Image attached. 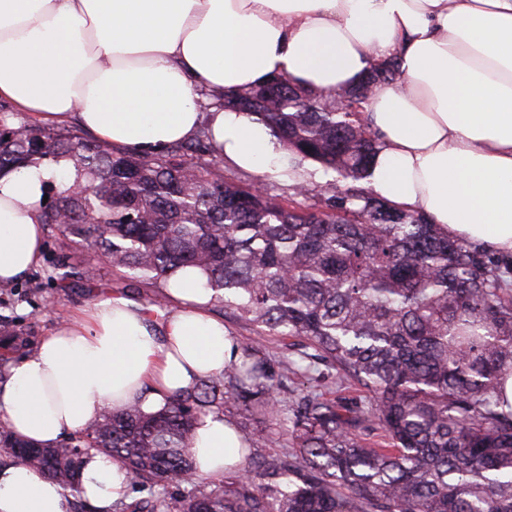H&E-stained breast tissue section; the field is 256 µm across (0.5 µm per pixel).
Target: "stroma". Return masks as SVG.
<instances>
[{
  "instance_id": "35a3bbf8",
  "label": "stroma",
  "mask_w": 512,
  "mask_h": 512,
  "mask_svg": "<svg viewBox=\"0 0 512 512\" xmlns=\"http://www.w3.org/2000/svg\"><path fill=\"white\" fill-rule=\"evenodd\" d=\"M60 261L76 267L70 286L59 289L50 284L46 274ZM127 296L150 304L158 295L156 286L126 279L98 259L92 247L74 245L53 229H46L40 260L28 276L12 285L13 305L7 314L17 325L26 329L30 348H37L41 339L61 327L65 316L86 306L93 298L107 294ZM226 418L235 426L251 431L256 446L272 450L288 447L290 438L285 428L270 425L258 413L238 405L227 406Z\"/></svg>"
}]
</instances>
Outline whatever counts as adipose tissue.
Masks as SVG:
<instances>
[{"instance_id": "obj_1", "label": "adipose tissue", "mask_w": 512, "mask_h": 512, "mask_svg": "<svg viewBox=\"0 0 512 512\" xmlns=\"http://www.w3.org/2000/svg\"><path fill=\"white\" fill-rule=\"evenodd\" d=\"M393 57L404 88L378 85L365 121L380 139L367 178L380 198L426 214L449 235L512 255V0H0V98L44 121H76L142 155L207 128L238 169L302 184L270 129L238 110L201 111L199 91L284 76L329 96ZM69 164L0 173V283L27 277L43 249L36 211ZM200 270L166 294L178 308L107 295L69 317L0 379V420L42 445L77 434L101 408H163L223 371L239 351L207 305ZM241 441L223 414L196 429L200 472L238 469ZM120 464L98 454L81 489L99 512L125 496ZM64 490L20 462L0 467V512H66Z\"/></svg>"}]
</instances>
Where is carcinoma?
<instances>
[{
    "instance_id": "1",
    "label": "carcinoma",
    "mask_w": 512,
    "mask_h": 512,
    "mask_svg": "<svg viewBox=\"0 0 512 512\" xmlns=\"http://www.w3.org/2000/svg\"><path fill=\"white\" fill-rule=\"evenodd\" d=\"M402 79L383 60L336 91L340 110L286 77L224 92V106L259 116L299 162L334 174L276 195L211 164L205 128L159 157L0 124V171L66 161L95 188L57 190L38 223L158 288L198 268L237 322L311 349L294 360L241 342L238 361L162 411L102 408L49 448L0 422V457L64 488L104 452L148 492L113 512H512V260L366 185L380 141L364 114L377 85ZM311 193L313 207L301 201ZM23 341L0 315V365ZM324 383L355 384L367 399L327 398ZM231 401L287 422L291 446L256 448L240 427L242 465L208 480L195 466L196 425Z\"/></svg>"
}]
</instances>
